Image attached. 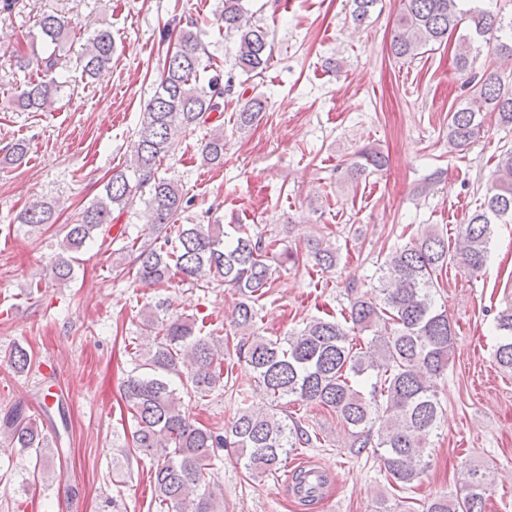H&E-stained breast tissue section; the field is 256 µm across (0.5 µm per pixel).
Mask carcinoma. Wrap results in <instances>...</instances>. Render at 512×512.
Segmentation results:
<instances>
[{
  "label": "carcinoma",
  "instance_id": "cac0c4a2",
  "mask_svg": "<svg viewBox=\"0 0 512 512\" xmlns=\"http://www.w3.org/2000/svg\"><path fill=\"white\" fill-rule=\"evenodd\" d=\"M248 0H224L220 20L224 40L233 44L232 69L257 77L271 56L269 32L247 19ZM380 0H352L353 21L364 24ZM44 43L38 58L37 78L29 80L16 99L22 111L45 112L52 106L62 82L57 68L68 41L71 22L44 13L37 22ZM457 35V69L466 75L469 93L448 113V151L462 152L477 138L486 115L512 127V87L498 70L477 73L474 64L485 44L490 54L512 59V16L492 11L483 0H402L390 52L400 59H415ZM176 39L179 48L165 54L155 94L146 104L136 140L122 166L112 169L95 200L74 223L66 225L51 270L56 281L68 284L73 266L68 255L79 252L130 212L144 223L174 225V235L160 245L136 249L135 278L146 287H159L177 278L183 283L215 282L240 295L232 318L239 331L235 348L222 336H203L197 321L176 315L160 318L158 309L141 310L144 330L155 333V347L135 353L137 374L121 385V397L131 415L134 453L157 458L151 472L155 512H219L222 496L212 475L218 451L232 448L244 468L272 473L294 448L313 446L311 432L288 415L280 402L315 404L334 411L348 428L350 448L359 454L374 448L387 480L401 492L429 467L432 437L437 435L444 408L436 382L448 370L455 330L446 307L436 300L438 274L456 262L473 273L487 263L493 226L512 221V149L499 155L483 201L466 222L457 225L454 243L448 233L432 225L418 237L392 249L376 271L371 290L354 298L343 320L313 318L295 333L262 336L257 332L258 302L273 287L278 269L304 263L298 250L263 233H251L241 224H182L183 214L195 206L173 179L160 174L161 161L172 139L192 134L203 126V161L224 163V125H210L213 113L223 114L224 98L233 93L235 75L204 62L205 45L198 21L164 26L163 40ZM110 27L97 28L87 39L79 59L82 74L93 78L112 60ZM265 101L249 99L236 116L244 129L264 112ZM388 159L380 151L363 148L347 166L351 179L380 171ZM22 223H55L54 209L36 200L26 207ZM308 259L321 272L336 268L338 249L323 239L308 242ZM494 359L512 373V304L498 312ZM372 333L366 343L355 334ZM234 354L254 373V381L270 402L257 407L248 391H234L238 416L230 429L198 426L180 408L181 395H204L222 385L224 360ZM9 362L17 373L29 370L31 357L22 347ZM27 450L40 464L52 452L47 439L25 409L14 406L0 417V438ZM328 482L320 474L294 469L292 490L302 503L322 496ZM488 487L477 471L469 473L462 489L439 496L423 512H485Z\"/></svg>",
  "mask_w": 512,
  "mask_h": 512
}]
</instances>
